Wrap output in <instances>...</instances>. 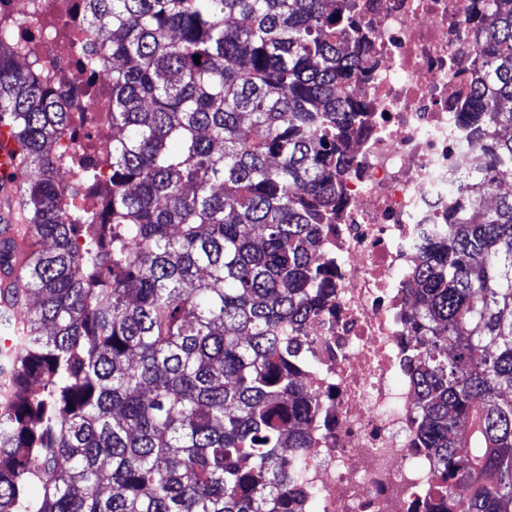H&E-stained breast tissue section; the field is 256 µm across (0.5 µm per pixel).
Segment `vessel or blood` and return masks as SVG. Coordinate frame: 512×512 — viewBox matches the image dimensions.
<instances>
[{"label": "vessel or blood", "mask_w": 512, "mask_h": 512, "mask_svg": "<svg viewBox=\"0 0 512 512\" xmlns=\"http://www.w3.org/2000/svg\"><path fill=\"white\" fill-rule=\"evenodd\" d=\"M23 146L10 125L0 123V240L11 243L17 259H24L29 226L18 202L17 176L21 171ZM14 274L0 272V310L19 311Z\"/></svg>", "instance_id": "vessel-or-blood-1"}]
</instances>
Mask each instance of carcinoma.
<instances>
[{"label":"carcinoma","instance_id":"1","mask_svg":"<svg viewBox=\"0 0 512 512\" xmlns=\"http://www.w3.org/2000/svg\"><path fill=\"white\" fill-rule=\"evenodd\" d=\"M87 4L112 115L111 188L91 208L60 174L66 97L0 25L33 238L20 266L0 243L25 310L0 356V512H303L301 350L360 129L340 88L373 45L348 0ZM484 12V162L409 289L418 439L448 512H512V0Z\"/></svg>","mask_w":512,"mask_h":512}]
</instances>
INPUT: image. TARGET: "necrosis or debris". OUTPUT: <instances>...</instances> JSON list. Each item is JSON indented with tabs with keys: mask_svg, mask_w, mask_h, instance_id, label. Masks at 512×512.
Masks as SVG:
<instances>
[{
	"mask_svg": "<svg viewBox=\"0 0 512 512\" xmlns=\"http://www.w3.org/2000/svg\"><path fill=\"white\" fill-rule=\"evenodd\" d=\"M355 3L374 52L350 91L366 115L348 148L345 203L325 227L332 299L306 339L317 409L302 490L320 512H438L433 459L417 436L408 289L426 228L447 223L450 187L481 159L470 83L483 0ZM0 19L19 23L17 60L39 62L43 78L69 93L64 155L87 145L103 161L112 121L87 95L101 78L82 65L98 42L85 0H0Z\"/></svg>",
	"mask_w": 512,
	"mask_h": 512,
	"instance_id": "4bbe7bcc",
	"label": "necrosis or debris"
}]
</instances>
